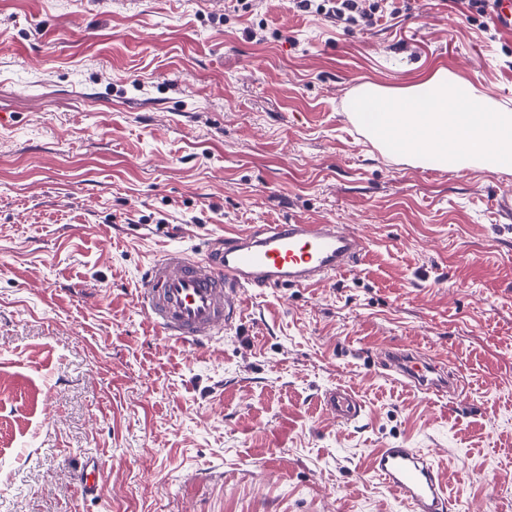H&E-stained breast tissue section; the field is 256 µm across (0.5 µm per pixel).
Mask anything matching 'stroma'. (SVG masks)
Returning a JSON list of instances; mask_svg holds the SVG:
<instances>
[{"instance_id": "1", "label": "stroma", "mask_w": 512, "mask_h": 512, "mask_svg": "<svg viewBox=\"0 0 512 512\" xmlns=\"http://www.w3.org/2000/svg\"><path fill=\"white\" fill-rule=\"evenodd\" d=\"M440 71L512 109V36L456 0H387L373 25L292 0H0V512H407L368 472L387 445L432 455L466 512H512V172L386 155L347 110ZM298 219L363 260L248 290L198 351L147 323L164 250ZM391 347L468 396L392 381ZM340 386L355 422L321 404ZM103 463L96 456L85 457L75 473L82 496L85 498H100L105 494V485L102 481Z\"/></svg>"}]
</instances>
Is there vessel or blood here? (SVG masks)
<instances>
[{
    "instance_id": "vessel-or-blood-1",
    "label": "vessel or blood",
    "mask_w": 512,
    "mask_h": 512,
    "mask_svg": "<svg viewBox=\"0 0 512 512\" xmlns=\"http://www.w3.org/2000/svg\"><path fill=\"white\" fill-rule=\"evenodd\" d=\"M364 241L338 224H263L211 240L202 257L166 250L145 268L136 299L148 323L187 347L206 346L240 322L251 288H312L354 268ZM383 365L395 382L424 393L456 392L454 379L428 380L430 365L392 349ZM325 409L343 422L357 420L360 400L337 388L323 398ZM102 461L85 457L75 473L83 497L104 496ZM370 471L405 504L408 512H459L433 459L416 448H377Z\"/></svg>"
}]
</instances>
